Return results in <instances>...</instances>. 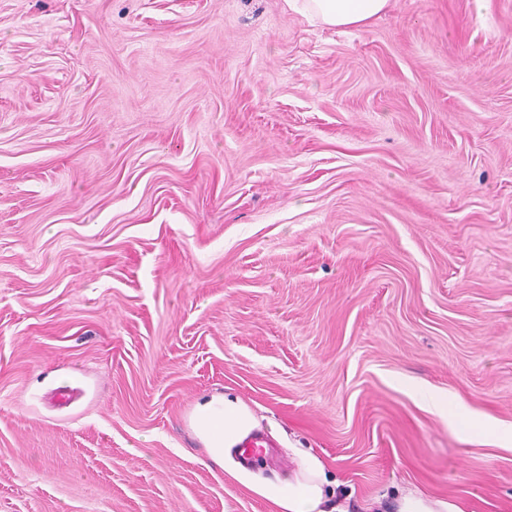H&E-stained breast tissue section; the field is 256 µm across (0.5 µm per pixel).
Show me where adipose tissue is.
<instances>
[{"mask_svg":"<svg viewBox=\"0 0 512 512\" xmlns=\"http://www.w3.org/2000/svg\"><path fill=\"white\" fill-rule=\"evenodd\" d=\"M390 0H288V7L309 21L329 28L360 27L383 13ZM197 430L215 461H223L227 450L235 448L256 426L247 407L228 396H214L200 402L194 413ZM327 479L322 464L302 457L297 470L266 485L262 494L286 512H348L344 501H330L325 491Z\"/></svg>","mask_w":512,"mask_h":512,"instance_id":"ef3b65f1","label":"adipose tissue"}]
</instances>
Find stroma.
<instances>
[{
  "mask_svg": "<svg viewBox=\"0 0 512 512\" xmlns=\"http://www.w3.org/2000/svg\"><path fill=\"white\" fill-rule=\"evenodd\" d=\"M240 399L271 448L211 460ZM512 0H0V512H512ZM391 0H289L288 8L329 28L360 27L383 13ZM194 417L197 430L216 462L224 461V452L235 448L256 427L247 407L225 394L198 403ZM465 439L509 448L512 444V430H503L491 424H471L466 426ZM324 468L314 457L302 456L297 470L266 485L262 495L276 502L288 512H349L347 504L336 499L335 503L325 491L327 484ZM396 512H462L454 503L431 500L421 496L417 491L408 490L399 502Z\"/></svg>",
  "mask_w": 512,
  "mask_h": 512,
  "instance_id": "stroma-1",
  "label": "stroma"
}]
</instances>
